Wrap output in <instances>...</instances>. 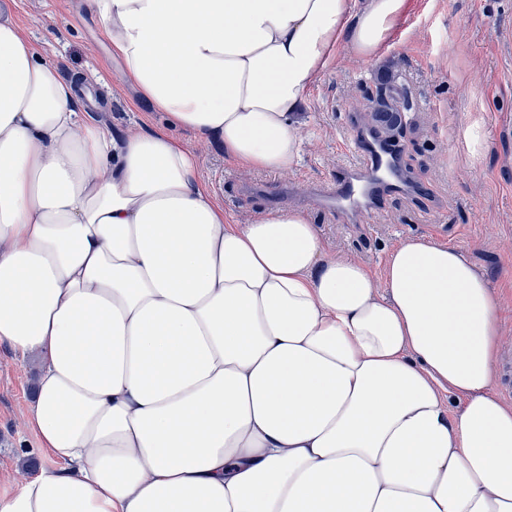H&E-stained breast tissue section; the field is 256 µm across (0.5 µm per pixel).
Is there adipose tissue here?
<instances>
[{
  "label": "adipose tissue",
  "mask_w": 512,
  "mask_h": 512,
  "mask_svg": "<svg viewBox=\"0 0 512 512\" xmlns=\"http://www.w3.org/2000/svg\"><path fill=\"white\" fill-rule=\"evenodd\" d=\"M87 5L170 127L87 120L0 22V345L42 365L50 460L0 512H512L500 302L464 252L406 240L376 285L303 211L231 223L171 133L291 170L307 89L408 0Z\"/></svg>",
  "instance_id": "adipose-tissue-1"
}]
</instances>
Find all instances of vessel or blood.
Segmentation results:
<instances>
[{
  "label": "vessel or blood",
  "instance_id": "1",
  "mask_svg": "<svg viewBox=\"0 0 512 512\" xmlns=\"http://www.w3.org/2000/svg\"><path fill=\"white\" fill-rule=\"evenodd\" d=\"M402 119V113L390 112L356 129L350 141V159L337 167L330 182L312 184L309 200L352 224L391 197L426 194L425 186L407 179L401 163L402 147L388 133Z\"/></svg>",
  "mask_w": 512,
  "mask_h": 512
}]
</instances>
